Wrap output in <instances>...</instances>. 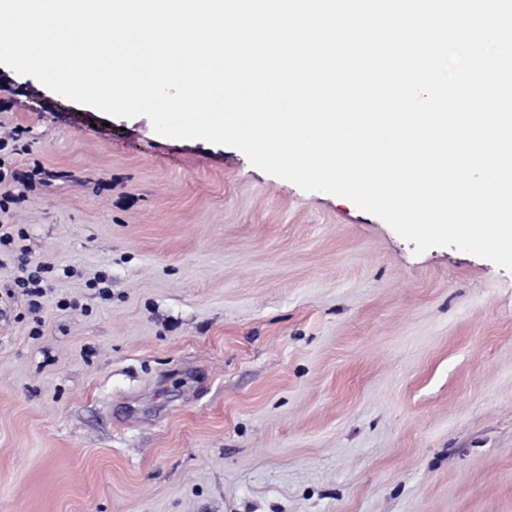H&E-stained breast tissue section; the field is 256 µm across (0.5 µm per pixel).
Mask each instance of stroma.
I'll return each mask as SVG.
<instances>
[{
    "label": "stroma",
    "mask_w": 512,
    "mask_h": 512,
    "mask_svg": "<svg viewBox=\"0 0 512 512\" xmlns=\"http://www.w3.org/2000/svg\"><path fill=\"white\" fill-rule=\"evenodd\" d=\"M0 126L57 267L0 304V512H512V272L4 65Z\"/></svg>",
    "instance_id": "35a3bbf8"
}]
</instances>
